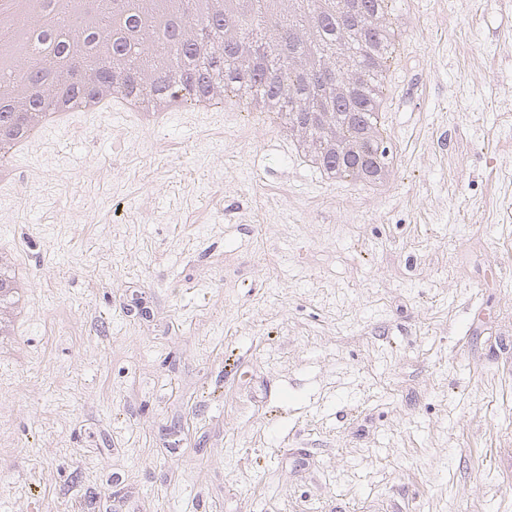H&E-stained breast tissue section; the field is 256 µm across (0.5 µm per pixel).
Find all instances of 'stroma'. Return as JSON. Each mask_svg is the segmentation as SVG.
<instances>
[{
  "mask_svg": "<svg viewBox=\"0 0 512 512\" xmlns=\"http://www.w3.org/2000/svg\"><path fill=\"white\" fill-rule=\"evenodd\" d=\"M371 198L251 108L11 158L0 512H512V0H389ZM28 279L26 269L19 265L13 266L1 265L0 271V303L9 304L14 310L13 332L9 335L16 334L26 324L27 321V300L25 295L17 288L20 282Z\"/></svg>",
  "mask_w": 512,
  "mask_h": 512,
  "instance_id": "1",
  "label": "stroma"
}]
</instances>
